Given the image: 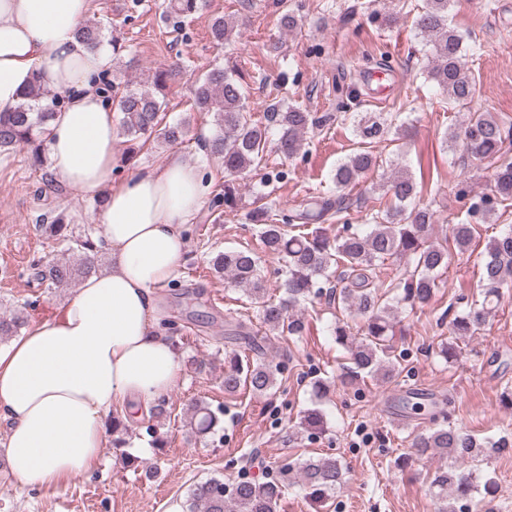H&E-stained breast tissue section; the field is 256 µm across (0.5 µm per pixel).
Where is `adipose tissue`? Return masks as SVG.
I'll return each mask as SVG.
<instances>
[{
    "label": "adipose tissue",
    "instance_id": "adipose-tissue-1",
    "mask_svg": "<svg viewBox=\"0 0 512 512\" xmlns=\"http://www.w3.org/2000/svg\"><path fill=\"white\" fill-rule=\"evenodd\" d=\"M90 8L91 0H0V112L35 79L64 97L44 135L47 165L70 188L106 191L99 222L112 248L111 266L82 281L51 322L0 350V419L9 423L0 453L24 486L94 468L104 416L149 408L181 380L159 292L178 276L183 228L206 186L177 153L114 180L118 128L98 89L112 52L89 51L76 36Z\"/></svg>",
    "mask_w": 512,
    "mask_h": 512
}]
</instances>
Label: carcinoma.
<instances>
[{
  "label": "carcinoma",
  "mask_w": 512,
  "mask_h": 512,
  "mask_svg": "<svg viewBox=\"0 0 512 512\" xmlns=\"http://www.w3.org/2000/svg\"><path fill=\"white\" fill-rule=\"evenodd\" d=\"M452 4L453 0H427L413 25L425 41L431 79L446 93L448 102L467 104L473 99L475 87L465 68L464 38L449 22ZM203 8L204 0H169V13L176 18H199ZM208 25L216 45L226 47L234 42L235 25L226 19L213 17ZM77 36L91 51L102 46V29L96 23L85 22L78 27ZM171 76L172 71L159 68L152 83L141 88L124 86L119 96L124 136L132 141L153 139L166 145L185 141L187 122L168 123L162 115L161 91ZM56 106L57 98L33 81L11 111L0 112V151L26 149L34 162H41L45 126ZM193 108L214 115L215 132L208 148L224 164L228 176L224 181V206L230 209L240 200L236 178L252 170L266 147L271 128L279 134L278 150L287 158H295L304 147L305 134L318 125L311 113L277 103L268 106L265 121L254 119L235 70L216 65L198 80L193 90ZM352 118L354 136L363 143L389 137L400 141L406 137L396 114L373 117L354 113ZM451 139L461 141L475 158L498 162L490 192L474 196L465 220L451 228L453 244L462 253L473 240L476 227L488 223L498 206L512 199V159L504 150L505 142H512V122L489 112L473 111L460 130L451 133ZM377 165V157L368 150L349 155L336 165V200H307L299 209H284L265 192L270 183L285 177L282 170L265 172L259 185L252 186L257 206L246 214V220L256 226L264 253L277 260V274L284 278L285 298L277 302L263 300L264 267L261 257L252 250H226L211 262L231 285L248 297L261 300L260 324L272 332L301 335L304 322L291 310L321 296L354 315L359 325L354 327L338 317L331 328L336 344L346 352V375L364 374L386 380L393 377L398 363L389 344L393 321L399 310L422 308L431 301L440 273L448 268L449 251L448 244L433 237L434 212L414 205L419 193L417 184L397 167L379 184V189L391 198L389 207L372 211L366 224L342 221L335 235L328 234L324 224L332 219L341 221L345 209L341 192ZM62 241L67 244L64 258L36 271L37 279L49 288L67 287L96 270L87 258V252L96 248L90 237H64ZM388 260L403 262L406 269L385 282L381 274ZM511 286L512 227L490 240L480 277L483 299L466 303L451 321L452 332L457 336L475 335L499 302L501 289ZM25 326V318L17 313L1 316L0 336H13ZM243 339L255 357L244 359L235 352L227 353L224 393L235 395L244 390L267 396L276 386L281 365L261 357L256 335L248 332ZM189 413L202 433L214 431L220 422L204 400L194 401ZM302 427L311 436L322 435L326 431L325 414L318 407L307 409ZM502 449V445L481 442L450 422L416 438L415 455H436L448 460L431 481L437 512H471L478 486L473 471H466L463 466ZM346 480L347 471L341 460L325 454L283 464L274 480L258 481L242 474L236 482L226 484L224 479L212 477L193 486L188 507L189 512H274L276 503L294 482L321 501L340 490Z\"/></svg>",
  "instance_id": "carcinoma-1"
}]
</instances>
